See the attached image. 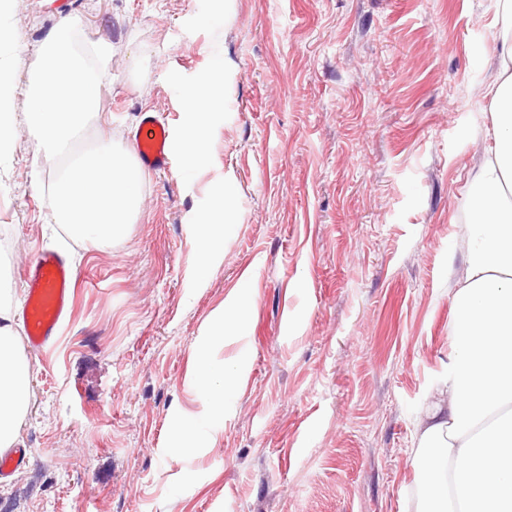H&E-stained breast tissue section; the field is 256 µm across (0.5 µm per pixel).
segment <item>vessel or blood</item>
<instances>
[{"mask_svg": "<svg viewBox=\"0 0 512 512\" xmlns=\"http://www.w3.org/2000/svg\"><path fill=\"white\" fill-rule=\"evenodd\" d=\"M138 165L148 171L169 168L172 150L169 127L151 114H143L133 133ZM25 297L21 317L29 346L50 350L73 314L76 284L66 255L56 251L39 253L24 265Z\"/></svg>", "mask_w": 512, "mask_h": 512, "instance_id": "vessel-or-blood-1", "label": "vessel or blood"}]
</instances>
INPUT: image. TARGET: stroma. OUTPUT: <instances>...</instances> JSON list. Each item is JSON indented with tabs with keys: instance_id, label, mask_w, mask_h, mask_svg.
Returning <instances> with one entry per match:
<instances>
[{
	"instance_id": "stroma-1",
	"label": "stroma",
	"mask_w": 512,
	"mask_h": 512,
	"mask_svg": "<svg viewBox=\"0 0 512 512\" xmlns=\"http://www.w3.org/2000/svg\"><path fill=\"white\" fill-rule=\"evenodd\" d=\"M496 0H5L11 103L61 18L109 50L83 144L132 150L144 112L168 124L173 164L143 171L142 204L112 244L51 228L37 189L54 161L25 125L0 153V289L66 249L72 319L28 352L26 465L0 512H415L408 448L447 371L448 280L461 276L470 177L489 146L478 91L497 68ZM219 15L213 26L200 17ZM223 56L208 162L182 175L175 90ZM230 195L235 227L208 281L199 218ZM255 306L221 363L248 361L218 445L169 443L191 345L241 279Z\"/></svg>"
}]
</instances>
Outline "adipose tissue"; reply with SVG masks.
<instances>
[{"instance_id": "1", "label": "adipose tissue", "mask_w": 512, "mask_h": 512, "mask_svg": "<svg viewBox=\"0 0 512 512\" xmlns=\"http://www.w3.org/2000/svg\"><path fill=\"white\" fill-rule=\"evenodd\" d=\"M499 68L484 85L492 122V146L471 183V221L464 277L452 283L454 319L448 373L432 391L409 457L420 473L416 512H512V0H498L493 20ZM224 60L215 58L202 80L178 87L190 116L183 143L186 170L208 160L205 117L224 102ZM214 213L197 224L200 279L230 229V207L218 198ZM254 307L240 287L215 314L208 336L190 348L188 385L209 404L207 421L190 413L172 424L174 454L213 448L222 434L224 409L242 385L245 358L216 365L215 346L237 335ZM30 362L0 291V447L19 437L30 402Z\"/></svg>"}]
</instances>
